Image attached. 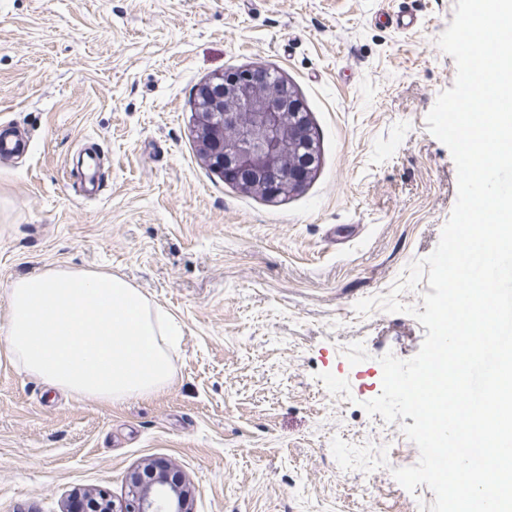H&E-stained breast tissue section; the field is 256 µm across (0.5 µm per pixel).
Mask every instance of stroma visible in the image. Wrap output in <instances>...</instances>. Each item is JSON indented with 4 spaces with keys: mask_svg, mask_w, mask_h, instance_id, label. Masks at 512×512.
<instances>
[{
    "mask_svg": "<svg viewBox=\"0 0 512 512\" xmlns=\"http://www.w3.org/2000/svg\"><path fill=\"white\" fill-rule=\"evenodd\" d=\"M456 0H0V290L50 268L123 276L179 321L171 387L110 405L71 396L0 347V512L123 507L128 476L171 464L192 512H429L400 423L368 415L386 353L426 329L354 305L430 255L457 199L427 129L457 66L437 45ZM414 12L402 32L391 15ZM275 70L317 131L320 164L277 199L224 182L197 152L198 87ZM94 147L98 198L72 160Z\"/></svg>",
    "mask_w": 512,
    "mask_h": 512,
    "instance_id": "1",
    "label": "stroma"
}]
</instances>
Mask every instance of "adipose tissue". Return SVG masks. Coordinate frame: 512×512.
Segmentation results:
<instances>
[{
    "instance_id": "obj_1",
    "label": "adipose tissue",
    "mask_w": 512,
    "mask_h": 512,
    "mask_svg": "<svg viewBox=\"0 0 512 512\" xmlns=\"http://www.w3.org/2000/svg\"><path fill=\"white\" fill-rule=\"evenodd\" d=\"M1 299L0 344L51 387L114 404L174 379L181 327L119 276L52 268L15 279Z\"/></svg>"
}]
</instances>
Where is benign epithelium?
<instances>
[{"label":"benign epithelium","instance_id":"benign-epithelium-1","mask_svg":"<svg viewBox=\"0 0 512 512\" xmlns=\"http://www.w3.org/2000/svg\"><path fill=\"white\" fill-rule=\"evenodd\" d=\"M193 126L200 156L224 181L275 197L303 187L316 166L310 115L299 94L273 74H218L196 92ZM121 512H190V491L168 465L148 462L129 475ZM92 512H114L103 490L89 491Z\"/></svg>","mask_w":512,"mask_h":512}]
</instances>
